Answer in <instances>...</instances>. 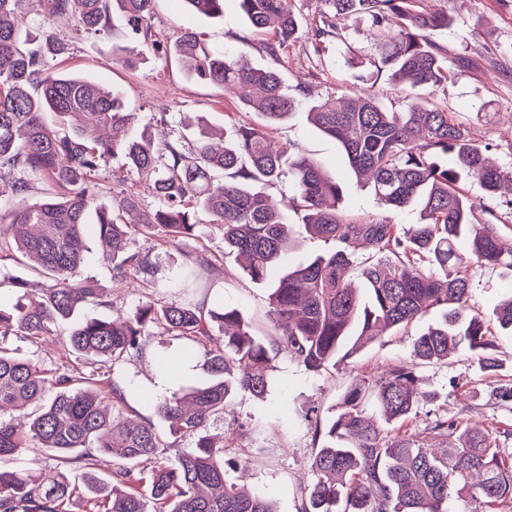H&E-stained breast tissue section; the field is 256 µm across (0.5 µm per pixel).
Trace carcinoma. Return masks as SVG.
Here are the masks:
<instances>
[{"instance_id": "carcinoma-1", "label": "carcinoma", "mask_w": 512, "mask_h": 512, "mask_svg": "<svg viewBox=\"0 0 512 512\" xmlns=\"http://www.w3.org/2000/svg\"><path fill=\"white\" fill-rule=\"evenodd\" d=\"M27 2L0 0V185L11 189L10 200L0 203V271L31 267L36 279L9 275L5 283L39 294L40 302L0 305V512H66L79 491L89 496L92 512H275L266 496L241 492L229 476L245 474L248 461L208 434L210 422L230 414L242 392L266 395L279 358L321 375L434 308L442 319L415 339L412 363L357 377L337 416L326 426L314 422L316 451L299 512H446L448 500L465 490L483 512L512 504V453L491 430L463 417L437 419L429 430L441 448L396 433L429 397L420 391L418 363H446L466 348L482 371H496L492 326L512 328V301L492 320L469 307L471 264L512 269V245L504 243L512 233L504 223L512 217V198L504 213L494 205L512 173L490 162L466 124L427 93L452 68L472 65L466 57L448 61L429 38L452 18L428 11L425 0H328L338 14L369 18L376 76L408 84L413 95L401 111L368 95L340 108L315 101L308 115L315 129L340 143L357 180L379 200L420 210L423 223L404 231L345 218L338 182L316 162L274 148L270 130L295 106L278 71L255 68L241 53L212 51L187 31L173 47L185 72L252 89L241 101L262 125L239 126L218 145L202 118L189 136L161 143L145 133L134 138L128 126L135 113L118 91L53 70L48 54L63 53L65 44L52 36L40 43L29 38ZM153 2L37 0L42 19L66 17L102 39L114 14L126 20L130 36L148 34ZM184 3L199 14L224 13V0ZM239 8L251 27L273 30L281 44L298 34L289 0H239ZM118 153L130 168L153 176L148 189L155 207L135 194L115 206L99 202L108 189L107 163ZM284 176L293 183L292 206L305 231L332 244L297 266L283 265L296 227L266 194ZM130 210L140 211L138 223H125ZM202 214L222 232L224 253L268 290L274 335H253L235 308L208 306L207 284L224 269L204 247L188 255L180 303L149 299L124 311L83 274L89 216L98 246L112 256V279L126 282L157 273L150 254L132 248L135 234L156 230L180 245L194 239ZM356 262L362 290L350 279ZM97 307L112 315L77 318ZM67 322L63 346L90 358L87 372L51 368L4 346L9 336L36 344ZM216 325L222 344L214 338ZM151 334L178 343L183 359L203 358L210 374L201 386L156 399L163 434L134 411L129 400L136 388L121 374L144 360L142 339ZM28 451L34 465L51 458L78 475L45 482L8 466ZM101 456L112 458L104 479L96 473ZM146 478L151 510L141 491Z\"/></svg>"}]
</instances>
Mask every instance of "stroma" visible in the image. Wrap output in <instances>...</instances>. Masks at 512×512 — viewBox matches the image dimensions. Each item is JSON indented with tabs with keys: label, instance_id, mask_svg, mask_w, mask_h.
Masks as SVG:
<instances>
[{
	"label": "stroma",
	"instance_id": "35a3bbf8",
	"mask_svg": "<svg viewBox=\"0 0 512 512\" xmlns=\"http://www.w3.org/2000/svg\"><path fill=\"white\" fill-rule=\"evenodd\" d=\"M290 5L299 33L295 41L280 49L273 32L250 27L237 0H224V14L218 18L187 11L180 0H155L151 33L153 43H160L161 48L156 51L153 44H134L139 53L136 66L112 58L113 44L90 34L73 33L63 23L53 31L68 49L52 63L61 71L80 73L118 89L128 111L137 115L133 132L145 131L159 140L187 132L200 117L220 133L239 125L260 124V117L241 104L237 92L189 77L179 65L171 47L184 31H195L209 47L244 53L253 67L273 68L281 74L296 108L273 131V139L317 161L341 183L347 218L405 226L420 223L418 209H394L352 178L336 141L316 133L309 121L310 101L333 102L348 93H373L388 108H401L399 88L388 78L374 76L377 56L368 18L333 15L325 0H290ZM426 5L453 19L448 28L434 31L432 40L444 47L449 57L466 56L475 62L474 67L456 69L451 81L432 87L431 97L469 126L473 143L490 146L492 158L512 170V0H426ZM326 26L331 27V34L317 37V30ZM85 233L92 246L85 273L108 290L115 307L131 309L148 299L178 300L177 276L188 247L173 246L156 234L135 236L136 248L150 252L158 273L137 279L128 288L112 283L110 259L95 246L94 226H87ZM197 234L199 243L223 260L225 276L214 284L211 300L239 309L254 335H272L265 289L247 279L234 256L225 255L218 229L204 222ZM470 274L469 305L482 316L492 317L512 299V269L477 266ZM439 318V311H430L408 327L374 340L322 376L280 360L266 398L239 396L234 419L211 422L209 430L223 436L225 445L243 449L250 456L248 472L240 480L245 490L273 500L277 512H298L296 486L308 472L315 450L311 420H331L355 377L380 374L410 362L415 339ZM492 340L499 368L489 376L479 372L473 355L467 352L445 364H418V375L436 398L421 405L416 417L406 424L407 433L422 438L433 420L463 415L493 424L506 433L505 445L512 448V408L498 404L491 395L496 384L512 381V332L495 329ZM128 372L137 387L154 394L196 385L207 378L198 360L184 367L177 382L162 378L147 362L129 367ZM241 421L258 425L259 433L241 432L237 427Z\"/></svg>",
	"mask_w": 512,
	"mask_h": 512
}]
</instances>
